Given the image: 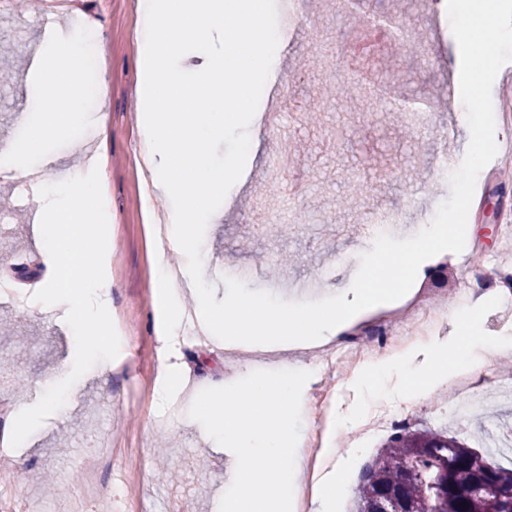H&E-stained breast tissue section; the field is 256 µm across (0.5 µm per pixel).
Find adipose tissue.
I'll return each instance as SVG.
<instances>
[{
    "label": "adipose tissue",
    "mask_w": 512,
    "mask_h": 512,
    "mask_svg": "<svg viewBox=\"0 0 512 512\" xmlns=\"http://www.w3.org/2000/svg\"><path fill=\"white\" fill-rule=\"evenodd\" d=\"M473 310L456 313L457 334L446 342L434 341L416 346L402 356L380 355L362 370L357 383L369 392L383 394L387 383L396 375H406L417 382L416 389L425 392L447 378L451 368L482 367L500 351L512 348V336L486 338L472 328Z\"/></svg>",
    "instance_id": "adipose-tissue-1"
}]
</instances>
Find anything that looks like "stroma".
<instances>
[{"label":"stroma","instance_id":"stroma-1","mask_svg":"<svg viewBox=\"0 0 512 512\" xmlns=\"http://www.w3.org/2000/svg\"><path fill=\"white\" fill-rule=\"evenodd\" d=\"M432 0H384L398 38L383 58L366 61L348 78L336 73L335 57L319 54L315 32L342 44L353 29L371 23L368 8L345 0H300V32L283 49L276 75L280 100L262 94L264 125L250 146L252 163L230 200L220 206L218 223L208 225L203 251L204 278L224 297L223 272L246 265L254 274L246 285L287 301L303 299L297 282L316 277L318 295L343 287L354 275L367 246L357 228L366 213L382 207L404 224L430 223L450 196V172L438 158L445 148L462 154L463 141L447 142L449 111L440 102L455 68L446 13H433ZM45 12L61 27L72 22L92 28L107 52L96 76L97 96L91 116L97 136L96 157L104 167L102 193L110 209L112 256L108 268L109 308L118 318L120 350L110 372L94 366L70 389L60 419H47L15 450L16 466L0 470V492L16 494L14 512L40 505L45 512L74 500L87 474H96L100 508L112 502L109 470L125 467L129 493L145 512H219L224 494V454L204 428L189 416L187 402L202 389L233 383L246 370L309 367L311 391L322 390L339 411L360 410L361 420L392 409L408 430L448 432L470 447L486 431L512 430V398L505 379H512L502 352L474 370L478 384L464 399L483 403L480 411H447L448 392L438 385L413 395L401 378L391 392L376 396L354 382L356 373L339 365V353L284 349L266 365L233 362L199 332L183 328L180 361L189 381L179 398L161 408L163 379L157 360L154 294L157 281L155 244L150 227L168 215L166 199L154 197L140 163L143 137L137 122L136 95L138 0H34L33 9L17 10L0 0V145L15 141L29 117L34 99L29 62L43 37L37 25ZM432 102L425 128L414 126L401 103ZM498 159L478 175L469 210L468 243L462 253L443 261L417 280L413 306L387 311V324L410 345L453 335L454 311L463 309L477 279L512 271V234H499L498 214L512 210V177H504L501 157L512 151V96L493 86ZM428 187L413 195L415 185ZM38 198L26 180L0 174V217L10 234L0 244V370L10 374L12 407L39 399L38 382L65 376L75 357V338L57 312L33 304L16 306L11 297L35 293L52 275V262L34 222ZM27 266L28 277L12 274ZM440 316L419 333L421 318ZM96 425L112 450L104 462L79 438ZM383 435L353 450L342 434L330 463L343 481L336 512H352L359 475Z\"/></svg>","mask_w":512,"mask_h":512}]
</instances>
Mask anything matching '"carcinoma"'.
I'll use <instances>...</instances> for the list:
<instances>
[{
	"instance_id": "cac0c4a2",
	"label": "carcinoma",
	"mask_w": 512,
	"mask_h": 512,
	"mask_svg": "<svg viewBox=\"0 0 512 512\" xmlns=\"http://www.w3.org/2000/svg\"><path fill=\"white\" fill-rule=\"evenodd\" d=\"M356 512H512V469L456 437L397 433L377 449Z\"/></svg>"
}]
</instances>
